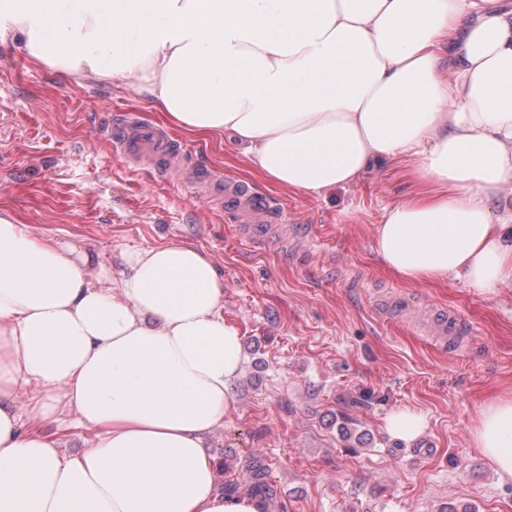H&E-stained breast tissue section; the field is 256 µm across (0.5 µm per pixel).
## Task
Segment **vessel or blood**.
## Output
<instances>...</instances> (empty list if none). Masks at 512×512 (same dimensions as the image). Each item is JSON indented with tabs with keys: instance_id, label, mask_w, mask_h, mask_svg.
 <instances>
[{
	"instance_id": "b4317fda",
	"label": "vessel or blood",
	"mask_w": 512,
	"mask_h": 512,
	"mask_svg": "<svg viewBox=\"0 0 512 512\" xmlns=\"http://www.w3.org/2000/svg\"><path fill=\"white\" fill-rule=\"evenodd\" d=\"M110 137L112 148L118 154L145 155L165 161L169 169L178 167L179 146L174 138L154 124L118 114L114 117V130ZM197 178L203 200L216 197L225 203L241 221V231L251 242L260 244L267 241V225L288 221V213L283 207L268 197L258 195L245 181L223 179L216 171L198 173Z\"/></svg>"
}]
</instances>
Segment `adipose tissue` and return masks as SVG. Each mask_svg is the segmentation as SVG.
I'll return each mask as SVG.
<instances>
[{
	"label": "adipose tissue",
	"mask_w": 512,
	"mask_h": 512,
	"mask_svg": "<svg viewBox=\"0 0 512 512\" xmlns=\"http://www.w3.org/2000/svg\"><path fill=\"white\" fill-rule=\"evenodd\" d=\"M15 38L75 79L134 80L293 191L412 160L440 190L386 209L382 263L512 288V0H0ZM244 364L200 248L129 249L115 272L0 215V512H265L217 490L205 445ZM66 415L94 432L74 453L28 425ZM471 443L512 481V390Z\"/></svg>",
	"instance_id": "obj_1"
}]
</instances>
